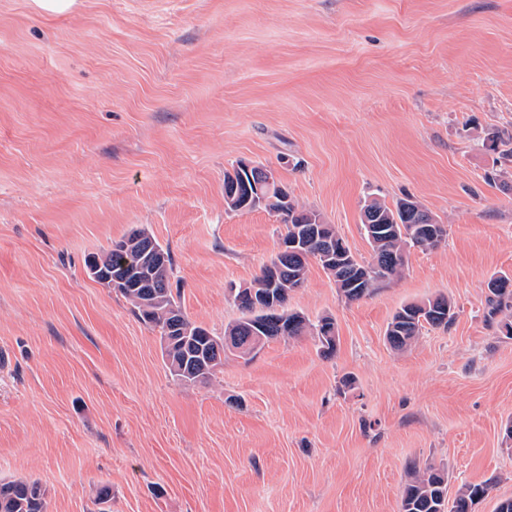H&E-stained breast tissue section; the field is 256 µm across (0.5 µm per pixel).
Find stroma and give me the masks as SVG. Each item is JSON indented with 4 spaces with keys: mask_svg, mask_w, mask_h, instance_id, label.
Returning a JSON list of instances; mask_svg holds the SVG:
<instances>
[{
    "mask_svg": "<svg viewBox=\"0 0 512 512\" xmlns=\"http://www.w3.org/2000/svg\"><path fill=\"white\" fill-rule=\"evenodd\" d=\"M512 0H0V479L44 512H398L411 467L512 498V338L486 284L512 275ZM271 169L369 259L365 202L446 224L402 274L347 301L310 261L289 310L317 337L229 351L186 385L160 335L86 257L145 230L188 319L223 336L283 226L234 212L224 176ZM443 295L449 328L386 330ZM111 498L98 503L101 487ZM421 305L428 307L427 312L420 316L424 317L423 322L416 318L417 313L423 310ZM454 308L448 297L442 296L403 305L393 315L387 327L386 339L390 347L395 351L405 350L425 324L434 328H448L454 321Z\"/></svg>",
    "mask_w": 512,
    "mask_h": 512,
    "instance_id": "35a3bbf8",
    "label": "stroma"
}]
</instances>
